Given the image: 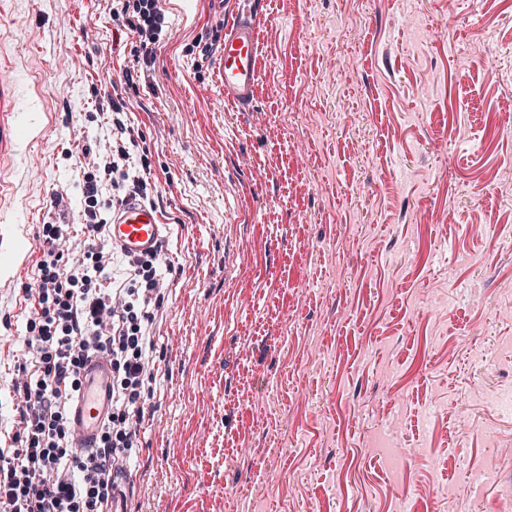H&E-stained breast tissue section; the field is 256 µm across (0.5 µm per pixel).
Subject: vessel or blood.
I'll return each mask as SVG.
<instances>
[{"mask_svg": "<svg viewBox=\"0 0 512 512\" xmlns=\"http://www.w3.org/2000/svg\"><path fill=\"white\" fill-rule=\"evenodd\" d=\"M264 19L249 12L224 26L217 70L225 102L251 106L258 84ZM20 75L9 62L0 60V206L14 195L12 170L23 140L31 128L22 119L17 97ZM165 226L159 214L139 203H128L107 226V238L124 253L149 254L163 240ZM35 242L18 233L15 225H0V279L12 281L29 266ZM112 412V364L100 354L85 359L80 369V390L71 407L72 435L76 447H96L104 420Z\"/></svg>", "mask_w": 512, "mask_h": 512, "instance_id": "vessel-or-blood-1", "label": "vessel or blood"}]
</instances>
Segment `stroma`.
I'll list each match as a JSON object with an SVG mask.
<instances>
[{"label":"stroma","instance_id":"obj_1","mask_svg":"<svg viewBox=\"0 0 512 512\" xmlns=\"http://www.w3.org/2000/svg\"><path fill=\"white\" fill-rule=\"evenodd\" d=\"M163 7L143 63L112 0H0L35 135L6 219L38 237L65 192L82 223L100 89L123 94L168 226L127 512H505L512 405L489 401L512 392V0ZM249 10L263 56L241 108L216 63ZM33 278L0 288L5 449Z\"/></svg>","mask_w":512,"mask_h":512}]
</instances>
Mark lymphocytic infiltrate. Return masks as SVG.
<instances>
[{"label":"lymphocytic infiltrate","mask_w":512,"mask_h":512,"mask_svg":"<svg viewBox=\"0 0 512 512\" xmlns=\"http://www.w3.org/2000/svg\"><path fill=\"white\" fill-rule=\"evenodd\" d=\"M163 0H121V12L150 60L166 23ZM112 136L83 146L84 221L43 225L21 378L14 384L17 447L0 451V512H105L115 479L137 445L135 417L144 412L151 375V313L170 284L161 254L126 260V283L114 286L115 249L103 238L106 211L154 189L128 161L137 141L123 119V98L110 99ZM111 197H104V189ZM112 362L113 412L95 449L73 447L69 408L86 356Z\"/></svg>","instance_id":"f902f5d3"}]
</instances>
